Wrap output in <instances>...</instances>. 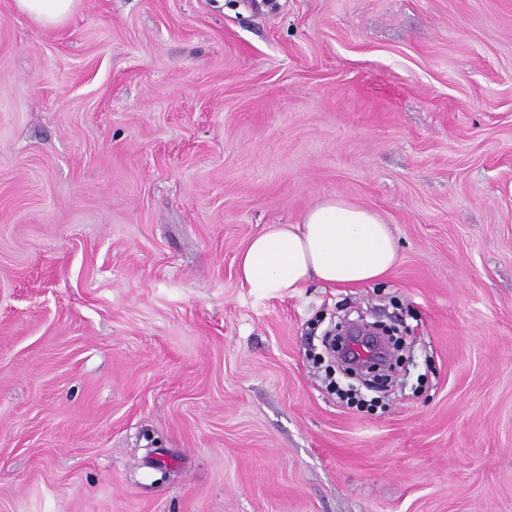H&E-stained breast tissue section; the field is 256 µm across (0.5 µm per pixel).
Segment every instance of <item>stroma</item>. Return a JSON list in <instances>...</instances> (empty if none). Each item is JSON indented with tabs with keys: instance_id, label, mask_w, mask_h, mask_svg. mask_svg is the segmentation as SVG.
<instances>
[{
	"instance_id": "35a3bbf8",
	"label": "stroma",
	"mask_w": 512,
	"mask_h": 512,
	"mask_svg": "<svg viewBox=\"0 0 512 512\" xmlns=\"http://www.w3.org/2000/svg\"><path fill=\"white\" fill-rule=\"evenodd\" d=\"M331 197L383 281L240 283ZM363 312L372 409L308 357ZM0 512H512V0H0ZM78 0H14L19 13L27 15L46 27L65 21ZM393 333L397 331L396 327L387 326L376 322V325H369L363 319L358 321H346L341 325V330L338 332L339 336H365L366 340H370L371 344L380 347L379 340L376 336H387L386 333Z\"/></svg>"
}]
</instances>
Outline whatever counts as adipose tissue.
Returning <instances> with one entry per match:
<instances>
[{
    "mask_svg": "<svg viewBox=\"0 0 512 512\" xmlns=\"http://www.w3.org/2000/svg\"><path fill=\"white\" fill-rule=\"evenodd\" d=\"M399 241L375 211L329 198L297 224H274L239 253L247 287L283 295L316 282L357 287L385 277L399 260Z\"/></svg>",
    "mask_w": 512,
    "mask_h": 512,
    "instance_id": "adipose-tissue-1",
    "label": "adipose tissue"
}]
</instances>
